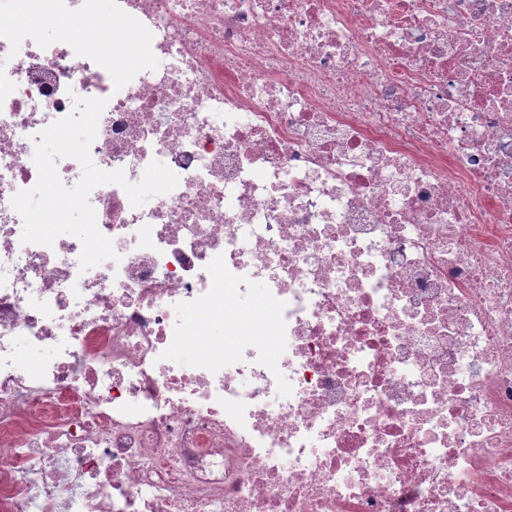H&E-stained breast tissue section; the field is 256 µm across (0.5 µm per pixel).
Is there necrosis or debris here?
I'll use <instances>...</instances> for the list:
<instances>
[{"instance_id":"4bbe7bcc","label":"necrosis or debris","mask_w":512,"mask_h":512,"mask_svg":"<svg viewBox=\"0 0 512 512\" xmlns=\"http://www.w3.org/2000/svg\"><path fill=\"white\" fill-rule=\"evenodd\" d=\"M77 96L179 178L86 271L11 205ZM0 512H512V0H0ZM107 33L94 47V51L99 61L104 67L112 69V65L119 66L126 61L136 57L137 35L135 29L129 22L121 21L119 23V32L113 35L110 20ZM211 341L221 344L223 343L224 349H228L230 347V344L224 339V322L223 325L219 324L213 328L212 336L191 337V347L187 350L175 352L174 359L176 361L191 359L195 356L197 351L203 350Z\"/></svg>"}]
</instances>
